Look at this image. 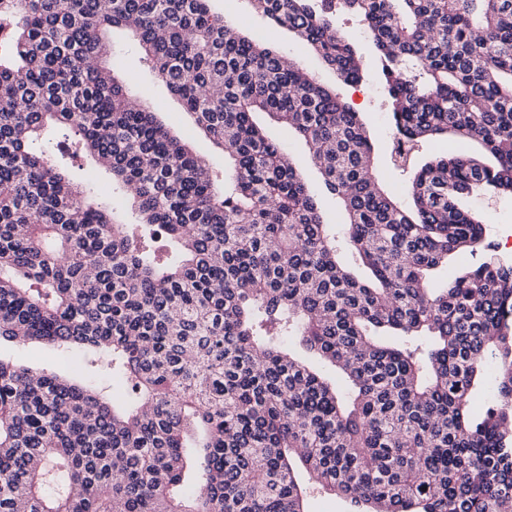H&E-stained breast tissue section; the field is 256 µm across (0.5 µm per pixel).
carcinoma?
I'll list each match as a JSON object with an SVG mask.
<instances>
[{
	"mask_svg": "<svg viewBox=\"0 0 512 512\" xmlns=\"http://www.w3.org/2000/svg\"><path fill=\"white\" fill-rule=\"evenodd\" d=\"M209 2L0 0V342L76 349L126 389L0 360V512H305L297 461L359 512H512V264L466 206L512 194V0H248L350 86L364 57L336 15L360 18L410 208L336 89ZM115 28L224 170L133 105L106 66ZM257 112L304 140L341 223ZM52 127L109 193L39 144ZM448 137L474 150L417 163ZM67 161L69 162L70 172L76 180L89 181L88 173L93 172L95 175V181L98 184H107L108 175L104 170L99 168L91 158L77 159L73 162L72 166L70 160ZM290 349L299 357L306 360L307 362L312 363L317 369H319L322 373H324L327 377H329L333 382H336V385L342 389H345L346 384L340 375L336 374V371L325 365L320 361L319 358L307 352L302 346L299 345L298 340H293L289 345Z\"/></svg>",
	"mask_w": 512,
	"mask_h": 512,
	"instance_id": "1",
	"label": "carcinoma"
}]
</instances>
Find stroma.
I'll list each match as a JSON object with an SVG mask.
<instances>
[{
	"label": "stroma",
	"instance_id": "1",
	"mask_svg": "<svg viewBox=\"0 0 512 512\" xmlns=\"http://www.w3.org/2000/svg\"><path fill=\"white\" fill-rule=\"evenodd\" d=\"M214 12L231 19L240 30L252 37L265 39L280 53L292 58L300 67L313 72L325 85L336 86L338 92L361 112L370 131L378 154L380 178L396 191H403L405 177L394 168L391 158V114L382 101L381 89L375 78L356 86L337 84L335 74L313 57L308 49L291 33L270 25L266 17L255 13L249 0H211ZM112 67L114 74L123 79L133 92H147L148 101L161 121L171 132L189 145L193 153L223 167L224 157L211 141L204 136L187 116L178 100L159 85L140 58V52L132 35L124 29L113 30ZM256 123L279 141L291 159L297 162L310 184H318L320 175L311 161L306 145L272 120L267 114H255ZM473 209L480 212L488 226V239L496 254L512 262V195L479 194L470 200ZM0 358L16 364L50 369L63 376L79 371L81 360L77 354L61 353L47 344L5 346L0 348Z\"/></svg>",
	"mask_w": 512,
	"mask_h": 512
}]
</instances>
